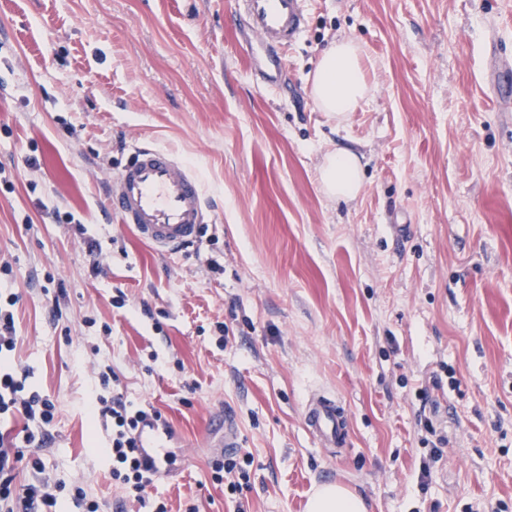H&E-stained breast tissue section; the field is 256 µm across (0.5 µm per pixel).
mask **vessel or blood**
I'll use <instances>...</instances> for the list:
<instances>
[{
  "label": "vessel or blood",
  "mask_w": 512,
  "mask_h": 512,
  "mask_svg": "<svg viewBox=\"0 0 512 512\" xmlns=\"http://www.w3.org/2000/svg\"><path fill=\"white\" fill-rule=\"evenodd\" d=\"M235 12L245 22L244 38L267 59L268 79H276L283 51L305 31L303 0H234ZM111 205L122 223L156 250L169 253L198 239L207 215L198 175L168 150L134 143L127 162L114 181ZM309 435L323 448L345 447L350 422L343 405L325 394L305 409ZM163 426L142 423L138 445L142 458L160 469L167 450Z\"/></svg>",
  "instance_id": "b4317fda"
}]
</instances>
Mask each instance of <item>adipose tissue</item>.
Masks as SVG:
<instances>
[{"label": "adipose tissue", "mask_w": 512, "mask_h": 512, "mask_svg": "<svg viewBox=\"0 0 512 512\" xmlns=\"http://www.w3.org/2000/svg\"><path fill=\"white\" fill-rule=\"evenodd\" d=\"M312 96L324 112L356 111L367 97L358 49L353 42L331 44L322 54L312 82ZM361 160L346 147H335L321 169L323 189L330 198L350 200L361 188ZM307 512H367L364 500L337 484H324L311 495Z\"/></svg>", "instance_id": "ef3b65f1"}]
</instances>
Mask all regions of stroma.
Masks as SVG:
<instances>
[{
	"label": "stroma",
	"mask_w": 512,
	"mask_h": 512,
	"mask_svg": "<svg viewBox=\"0 0 512 512\" xmlns=\"http://www.w3.org/2000/svg\"><path fill=\"white\" fill-rule=\"evenodd\" d=\"M305 7L270 86L232 0H0L11 358L56 404L40 474L61 502L79 484L119 512L89 412L109 367L171 428L148 490L169 512H306L322 483L368 512H512V0ZM339 40L368 86L343 116L312 97ZM137 140L202 183L208 222L170 256L109 208ZM335 145L363 157L341 204ZM318 391L348 413L341 451L305 428ZM226 413L251 456L235 491L211 478ZM361 160L352 150L336 146L321 169V182L326 195L336 199L350 200L361 188Z\"/></svg>",
	"instance_id": "1"
}]
</instances>
